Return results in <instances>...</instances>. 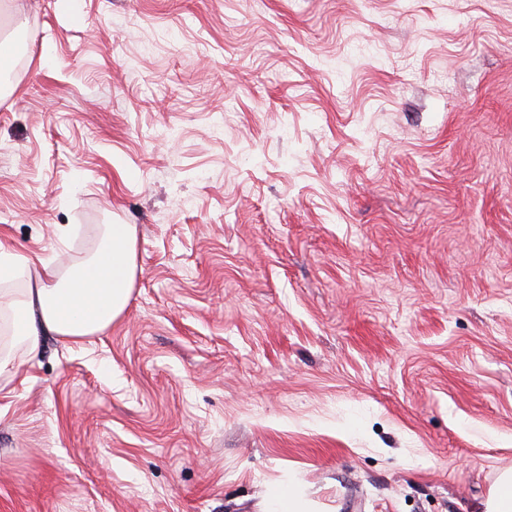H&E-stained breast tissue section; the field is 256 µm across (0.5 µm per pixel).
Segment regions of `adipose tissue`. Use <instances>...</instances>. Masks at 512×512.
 Masks as SVG:
<instances>
[{
    "label": "adipose tissue",
    "mask_w": 512,
    "mask_h": 512,
    "mask_svg": "<svg viewBox=\"0 0 512 512\" xmlns=\"http://www.w3.org/2000/svg\"><path fill=\"white\" fill-rule=\"evenodd\" d=\"M134 230L108 224L97 250L60 274L37 253L20 254L0 241V281L35 268L46 274L19 295L0 290V315L12 318L13 336L37 349L43 336L77 341L103 332L124 311L134 281Z\"/></svg>",
    "instance_id": "1"
}]
</instances>
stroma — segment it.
<instances>
[{
    "mask_svg": "<svg viewBox=\"0 0 512 512\" xmlns=\"http://www.w3.org/2000/svg\"><path fill=\"white\" fill-rule=\"evenodd\" d=\"M0 238L132 225L122 315L0 343V512H480L512 469V0H0ZM266 512H311L304 495L296 486L279 487L268 500Z\"/></svg>",
    "mask_w": 512,
    "mask_h": 512,
    "instance_id": "1",
    "label": "stroma"
}]
</instances>
